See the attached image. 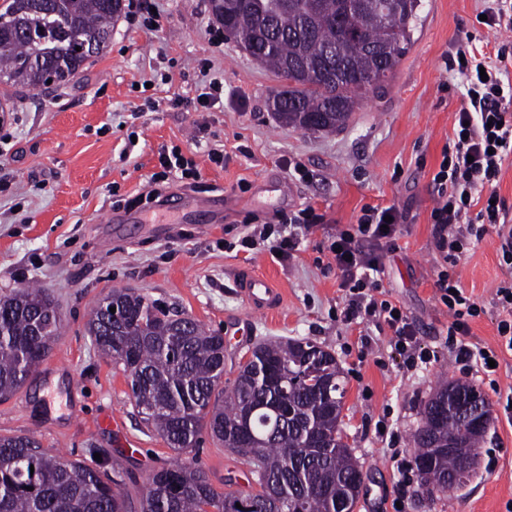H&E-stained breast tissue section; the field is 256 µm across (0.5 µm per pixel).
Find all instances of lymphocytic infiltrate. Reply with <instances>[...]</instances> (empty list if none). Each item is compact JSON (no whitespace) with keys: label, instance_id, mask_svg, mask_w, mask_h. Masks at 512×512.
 I'll list each match as a JSON object with an SVG mask.
<instances>
[{"label":"lymphocytic infiltrate","instance_id":"f902f5d3","mask_svg":"<svg viewBox=\"0 0 512 512\" xmlns=\"http://www.w3.org/2000/svg\"><path fill=\"white\" fill-rule=\"evenodd\" d=\"M505 60L504 53L479 56L466 46L445 58L446 72L463 89V103L455 114L453 143L443 147L431 177L430 221L435 246L447 265L438 274L437 288L448 309V339L457 362L488 376L493 373L488 361L496 353L468 342L469 320L477 316L478 305L462 291L448 267L469 240H483L491 231L499 240L503 261L512 265V225L496 190L503 163L512 156V72ZM407 220V212L396 205H364L351 228L338 232L330 246L343 293L341 322L349 328L385 323L392 332V351L414 367L429 363L430 353L421 347L407 314L382 297L379 278L385 257L398 249V228ZM324 221V214L307 201L297 211L281 214L285 235L275 236L272 226L264 224L247 232L239 243L249 251L267 246L270 253H281L287 260L298 246L300 231Z\"/></svg>","mask_w":512,"mask_h":512}]
</instances>
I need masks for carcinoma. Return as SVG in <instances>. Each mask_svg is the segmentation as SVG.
I'll return each mask as SVG.
<instances>
[{
  "label": "carcinoma",
  "instance_id": "obj_1",
  "mask_svg": "<svg viewBox=\"0 0 512 512\" xmlns=\"http://www.w3.org/2000/svg\"><path fill=\"white\" fill-rule=\"evenodd\" d=\"M354 22L342 0H210L214 18L259 65L285 85L270 103L285 126L333 132L393 74L422 22L424 0H362ZM122 0H0V80L36 89L45 73L66 82L108 47ZM118 319L111 320V308ZM61 321L41 288L0 298V399L48 356L40 326ZM98 349L120 366L143 421L180 453L203 431L239 455L260 490H214L190 463L164 465L140 499V512H338L362 486L343 441V371L306 339H274L252 350L229 389L224 337L171 314L129 288H114L87 322ZM475 386L444 381L412 435L414 462L427 483L447 492L469 481L464 449L483 440L488 409L456 414L450 395ZM126 481L43 448L32 436L0 437V512H128Z\"/></svg>",
  "mask_w": 512,
  "mask_h": 512
}]
</instances>
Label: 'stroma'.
Returning <instances> with one entry per match:
<instances>
[{
    "label": "stroma",
    "instance_id": "1",
    "mask_svg": "<svg viewBox=\"0 0 512 512\" xmlns=\"http://www.w3.org/2000/svg\"><path fill=\"white\" fill-rule=\"evenodd\" d=\"M156 2L160 31H146L137 17L119 19L107 50L62 85L0 83V96L19 117L0 125V296L23 286L46 289L64 324L36 372L0 402V436L30 435L65 458L128 475L134 505L153 471L176 459L196 463L217 492L229 479L252 490L241 457L210 434L181 456L149 430L123 371L87 335L91 307L111 289L132 288L216 334H233L249 321V336L227 349L228 384L266 338H304L335 355L346 376L342 429L364 475L353 512H393L398 475L379 419L392 425L397 448L414 457L411 435L437 381L474 384L490 401L492 420L473 477L450 492L412 494L405 512H505L512 424L503 405L512 391V353L500 349L493 293L512 281V266L490 233L454 268L481 308L469 322L470 342L499 352L494 377L468 373L445 341L448 309L436 288L442 259L429 220V182L463 100L444 56L462 45L512 54V32L490 38L479 21L481 0H425L423 21L388 84L364 99L344 129L311 133L281 125L269 110L281 78L233 40L213 45L217 22L208 0ZM204 57L224 78L223 108L173 106V93L194 97ZM167 71L172 85L155 81V73ZM163 149L192 158L200 176L191 185L170 177L152 197L149 182ZM213 149L225 152L223 164L209 160ZM293 160L305 165L308 181L291 176ZM266 181L286 186L287 194L270 198L260 190ZM308 200L326 221L302 235L293 259L234 249L246 226L276 223L278 212ZM367 203L409 213L381 279L434 353L412 371L400 367L386 325L369 327L364 348L357 331L336 318L341 293L328 241ZM247 272L272 280L281 294L277 308L258 313L246 305L240 282Z\"/></svg>",
    "mask_w": 512,
    "mask_h": 512
}]
</instances>
